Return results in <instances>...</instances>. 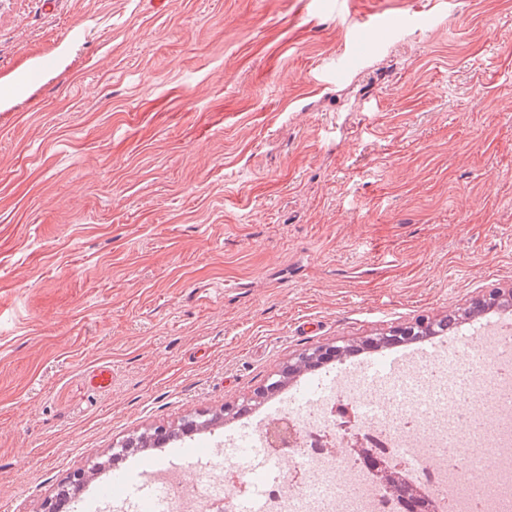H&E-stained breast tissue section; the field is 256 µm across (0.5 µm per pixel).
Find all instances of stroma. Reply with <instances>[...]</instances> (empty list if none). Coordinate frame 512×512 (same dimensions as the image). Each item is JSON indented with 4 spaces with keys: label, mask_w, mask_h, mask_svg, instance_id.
I'll use <instances>...</instances> for the list:
<instances>
[{
    "label": "stroma",
    "mask_w": 512,
    "mask_h": 512,
    "mask_svg": "<svg viewBox=\"0 0 512 512\" xmlns=\"http://www.w3.org/2000/svg\"><path fill=\"white\" fill-rule=\"evenodd\" d=\"M377 12L417 20L357 50ZM493 288L512 0H0V512Z\"/></svg>",
    "instance_id": "obj_1"
}]
</instances>
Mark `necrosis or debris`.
Returning <instances> with one entry per match:
<instances>
[{
	"mask_svg": "<svg viewBox=\"0 0 512 512\" xmlns=\"http://www.w3.org/2000/svg\"><path fill=\"white\" fill-rule=\"evenodd\" d=\"M492 366L479 372L466 368L468 349L455 347L445 358L413 366L412 372L424 391L437 393L450 384L463 387L462 395L451 404L434 403L416 411L414 399L400 397L398 378L366 388L355 376H344L336 398L318 405L299 400L288 409L289 419L298 430L297 447L307 449L321 479L314 484H293L284 479L266 491L267 512H400L398 500L381 490L374 477L356 456H327L323 445L344 447L341 431L330 411L335 403L349 407L355 428L370 436L376 447L385 449L391 464L404 466L414 481L437 505L436 512H512V396L501 388L512 370V334L491 340ZM479 396L493 406L502 425L499 441L488 452L495 457L499 475L492 492L469 493L466 484L482 465L474 450L481 445L482 430L472 426L469 400ZM463 460L460 468L444 464L447 456ZM353 474L341 482L339 474ZM207 496L178 491L169 495L162 512H207L210 502L223 503L225 512H235L236 498L229 489L200 477Z\"/></svg>",
	"mask_w": 512,
	"mask_h": 512,
	"instance_id": "obj_1",
	"label": "necrosis or debris"
}]
</instances>
